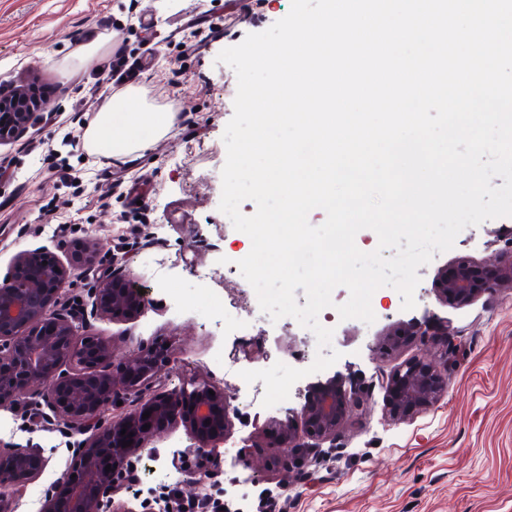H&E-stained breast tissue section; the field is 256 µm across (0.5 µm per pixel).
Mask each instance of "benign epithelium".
<instances>
[{"mask_svg":"<svg viewBox=\"0 0 512 512\" xmlns=\"http://www.w3.org/2000/svg\"><path fill=\"white\" fill-rule=\"evenodd\" d=\"M37 106L30 93L0 88V146L35 124ZM94 256L87 244L74 246L66 264L47 247L23 250L0 278V408L35 395L50 410L56 427L75 437L70 462L45 493L38 512H135L127 503H116L113 493L128 481L132 458L145 450L148 438L182 425L196 440L198 451L209 457L224 443L231 426L229 398L204 381L190 391L143 394L165 361L160 349H139L114 372L106 370L116 345L87 329L93 320L127 321L145 312L149 301L130 280L112 276L99 281L90 292V309L80 319L51 310L76 272ZM433 290L440 302L456 305H466L487 291H512V247L483 259L457 257L440 272ZM416 334L446 337L448 322L429 317ZM381 385L387 390L388 416L409 421L447 393V358L426 350L381 376ZM129 396L139 398L140 405L117 419L105 417L106 405ZM356 403L334 381L318 386L301 408L300 424L280 423L272 429L273 455L268 463L285 469L293 464L292 449L308 447L305 440L336 437L349 424ZM147 411L151 416L142 418ZM128 439L133 443L123 446ZM46 466L43 449L0 438V512H18L28 487Z\"/></svg>","mask_w":512,"mask_h":512,"instance_id":"benign-epithelium-1","label":"benign epithelium"}]
</instances>
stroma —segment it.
<instances>
[{
	"mask_svg": "<svg viewBox=\"0 0 512 512\" xmlns=\"http://www.w3.org/2000/svg\"><path fill=\"white\" fill-rule=\"evenodd\" d=\"M291 0H0V84L39 87L41 119L19 141L0 147V275L19 251L42 246L69 260L74 243L87 242L98 260L81 271L61 300L76 308L99 274L121 275L144 288L148 311L127 322L98 321L95 333L116 342L118 357L140 347L167 346L170 359L156 387L172 390L206 381L230 398L232 429L219 468L206 485L182 483V496H207L231 512H512V292L485 294L459 307L437 300L432 284L457 256L481 259L512 242V217L462 230L453 247L419 267L416 306L403 310L399 293L378 289L372 324L340 319L349 292L337 287L328 314L331 346L340 359L291 388L289 398L263 407V382L224 375L228 367L260 370L281 361L308 367L316 356L312 332L288 318L241 326L224 315L255 304L256 294L231 259L244 258L251 240L224 221L219 209L226 161L223 133L233 116L237 79L216 60L247 34L269 28ZM218 21L212 40L197 46L182 29ZM107 35L97 52L87 44ZM140 56L131 87L159 111L171 110L170 132L146 150L106 158L61 143L57 120L98 114L104 99L100 73L118 47ZM93 169L91 185L73 182ZM142 187L143 204L132 198ZM447 322L457 359L448 365V393L413 420L385 414L377 386L413 358L426 339L409 337L390 350V325L419 326L424 316ZM338 378L364 405L320 448L319 461L287 471L266 466L268 429L296 416L308 387ZM0 438L44 448L48 465L30 485L19 512H36L69 454L58 428L28 413L0 408ZM141 455L122 499L138 512H158L168 475L198 459L192 436L179 427L155 436Z\"/></svg>",
	"mask_w": 512,
	"mask_h": 512,
	"instance_id": "35a3bbf8",
	"label": "stroma"
}]
</instances>
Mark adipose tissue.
Returning a JSON list of instances; mask_svg holds the SVG:
<instances>
[{
  "label": "adipose tissue",
  "instance_id": "ef3b65f1",
  "mask_svg": "<svg viewBox=\"0 0 512 512\" xmlns=\"http://www.w3.org/2000/svg\"><path fill=\"white\" fill-rule=\"evenodd\" d=\"M174 115L154 111L135 94L113 98L100 110L95 123L86 129L84 142L88 150L104 156L127 155L148 147L142 129L163 135L170 131Z\"/></svg>",
  "mask_w": 512,
  "mask_h": 512
}]
</instances>
